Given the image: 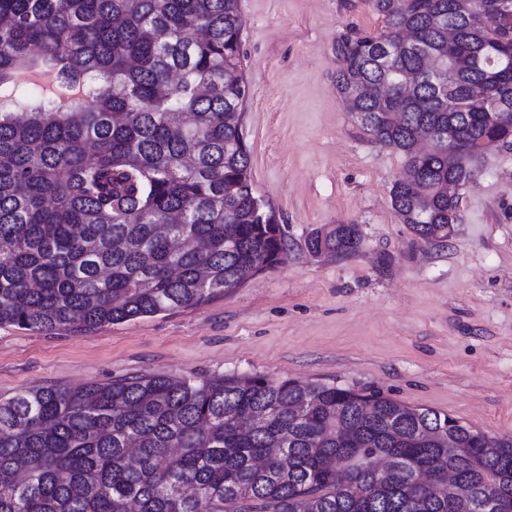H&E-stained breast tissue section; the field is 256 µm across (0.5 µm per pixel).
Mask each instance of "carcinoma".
I'll list each match as a JSON object with an SVG mask.
<instances>
[{
	"mask_svg": "<svg viewBox=\"0 0 512 512\" xmlns=\"http://www.w3.org/2000/svg\"><path fill=\"white\" fill-rule=\"evenodd\" d=\"M485 2L372 0L385 30L334 46L348 110L405 158L393 210L434 243L477 175L448 126L512 149L496 105L512 101V0ZM243 24L239 0H0V325L196 308L283 263L274 212L254 211ZM41 71L85 97L63 108L19 79ZM359 244L355 224L307 240L336 257ZM448 419L248 374L27 389L0 398V512H474L489 495L512 512V438L489 451Z\"/></svg>",
	"mask_w": 512,
	"mask_h": 512,
	"instance_id": "cac0c4a2",
	"label": "carcinoma"
}]
</instances>
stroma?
<instances>
[{"label": "stroma", "mask_w": 512, "mask_h": 512, "mask_svg": "<svg viewBox=\"0 0 512 512\" xmlns=\"http://www.w3.org/2000/svg\"><path fill=\"white\" fill-rule=\"evenodd\" d=\"M243 131L284 263L198 308L87 331L0 327V398L138 374H258L378 392L512 436V150L459 190L446 245L393 210L402 154L336 89L341 35L383 31L370 0H240ZM357 225L360 249L312 255L316 230Z\"/></svg>", "instance_id": "stroma-1"}]
</instances>
